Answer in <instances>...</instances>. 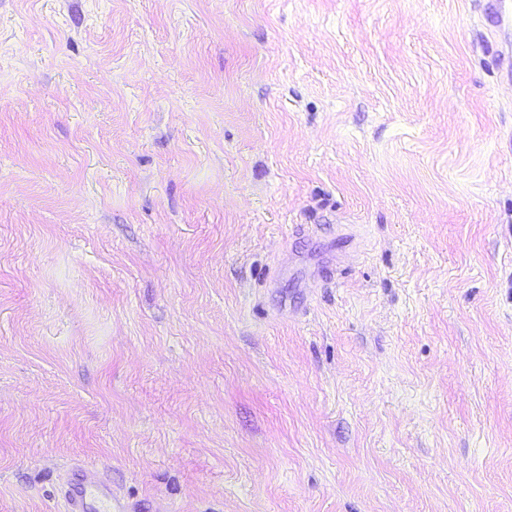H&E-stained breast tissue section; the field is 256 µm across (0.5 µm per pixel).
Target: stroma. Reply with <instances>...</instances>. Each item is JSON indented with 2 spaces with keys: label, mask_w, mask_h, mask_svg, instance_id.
Returning a JSON list of instances; mask_svg holds the SVG:
<instances>
[{
  "label": "stroma",
  "mask_w": 512,
  "mask_h": 512,
  "mask_svg": "<svg viewBox=\"0 0 512 512\" xmlns=\"http://www.w3.org/2000/svg\"><path fill=\"white\" fill-rule=\"evenodd\" d=\"M483 6L0 0V512H512ZM63 512H128L135 506L96 478L87 467H76L63 486Z\"/></svg>",
  "instance_id": "stroma-1"
}]
</instances>
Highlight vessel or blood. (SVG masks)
<instances>
[{"instance_id":"1","label":"vessel or blood","mask_w":512,"mask_h":512,"mask_svg":"<svg viewBox=\"0 0 512 512\" xmlns=\"http://www.w3.org/2000/svg\"><path fill=\"white\" fill-rule=\"evenodd\" d=\"M487 27L503 30L512 23L507 0H496L486 13ZM64 512H128L129 504L86 467H76L63 486Z\"/></svg>"}]
</instances>
